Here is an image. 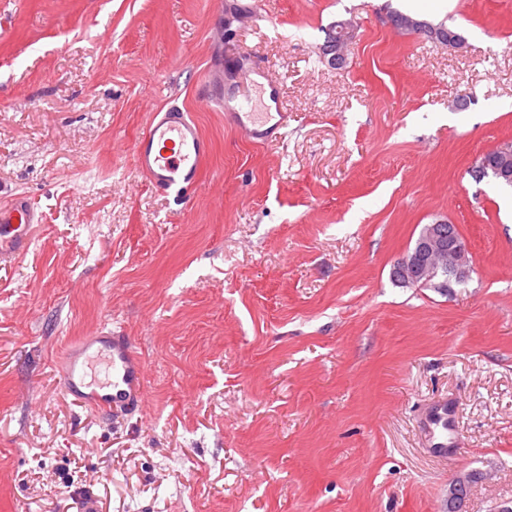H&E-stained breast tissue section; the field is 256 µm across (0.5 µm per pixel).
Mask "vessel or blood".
<instances>
[{
	"label": "vessel or blood",
	"instance_id": "obj_1",
	"mask_svg": "<svg viewBox=\"0 0 512 512\" xmlns=\"http://www.w3.org/2000/svg\"><path fill=\"white\" fill-rule=\"evenodd\" d=\"M234 125L258 141L274 133L268 112H234ZM136 164L149 183L179 193L198 188L211 146L190 113L161 109L133 145ZM43 215L31 199L14 195L0 203V258L12 259L27 251L34 225ZM64 385L68 395L102 413L138 408L143 399L144 366L129 337L118 331L90 333L66 349ZM457 408L447 400L433 403L425 415L429 446L447 457L455 435Z\"/></svg>",
	"mask_w": 512,
	"mask_h": 512
}]
</instances>
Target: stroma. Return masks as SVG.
<instances>
[{"instance_id":"35a3bbf8","label":"stroma","mask_w":512,"mask_h":512,"mask_svg":"<svg viewBox=\"0 0 512 512\" xmlns=\"http://www.w3.org/2000/svg\"><path fill=\"white\" fill-rule=\"evenodd\" d=\"M210 65L228 86L269 71L286 134L236 130L195 78ZM173 104L213 144L187 198L132 158ZM510 143L512 0H0V198L43 213L0 263V512H448L469 473L466 512L511 507L512 188L471 174ZM438 220L468 280L394 285ZM104 327L146 365L119 422L54 364ZM440 397L445 461L418 424ZM390 23L394 28L406 29L413 32H426L432 37H438L443 41H447L450 45L461 46L458 40L454 39L452 35H449L447 31L437 30L424 25L423 22L414 20L408 16L399 17L394 20L390 17ZM336 31L338 35H336ZM356 28L352 20L337 21L328 31L324 44L326 54H331V61L339 66L346 60L345 52L355 38Z\"/></svg>"}]
</instances>
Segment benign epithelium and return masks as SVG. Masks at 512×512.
Returning a JSON list of instances; mask_svg holds the SVG:
<instances>
[{
    "mask_svg": "<svg viewBox=\"0 0 512 512\" xmlns=\"http://www.w3.org/2000/svg\"><path fill=\"white\" fill-rule=\"evenodd\" d=\"M390 23L395 28L426 32L450 45H460V42L448 32L427 27L423 22L408 16L392 19ZM355 33V24L348 19L336 22L328 31L324 51L331 55L334 64L339 66L345 62V52L355 38ZM495 155L496 159L492 162L486 157L482 158L475 167L474 174L483 178L491 171L497 184L512 187V147H501L496 150ZM473 266V255L464 242L458 226L438 221L425 225L413 247L394 261L390 279L399 287H433L446 290L452 284L468 279ZM471 481L470 474L456 481L450 492L448 512H459L462 491Z\"/></svg>",
    "mask_w": 512,
    "mask_h": 512,
    "instance_id": "7a95c632",
    "label": "benign epithelium"
}]
</instances>
